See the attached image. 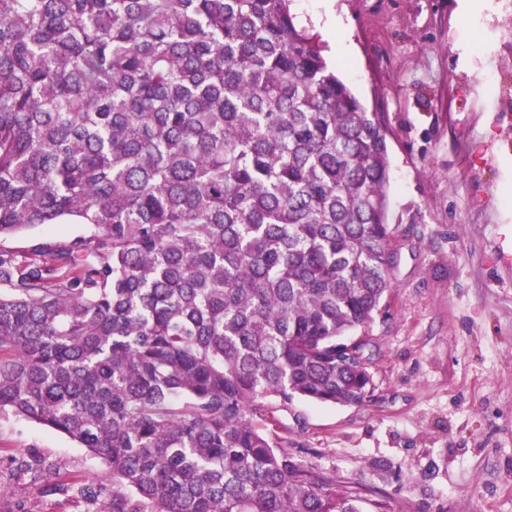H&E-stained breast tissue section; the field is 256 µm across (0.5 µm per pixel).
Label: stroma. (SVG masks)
<instances>
[{"instance_id": "obj_1", "label": "stroma", "mask_w": 512, "mask_h": 512, "mask_svg": "<svg viewBox=\"0 0 512 512\" xmlns=\"http://www.w3.org/2000/svg\"><path fill=\"white\" fill-rule=\"evenodd\" d=\"M329 63L383 114L393 286L364 333L372 395L273 403L296 460L365 482L395 512H512V0H291ZM54 224L7 240L33 255L86 234ZM38 471L18 468L22 457ZM66 436L0 418V512H87L74 492L111 482Z\"/></svg>"}]
</instances>
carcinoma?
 <instances>
[{
	"mask_svg": "<svg viewBox=\"0 0 512 512\" xmlns=\"http://www.w3.org/2000/svg\"><path fill=\"white\" fill-rule=\"evenodd\" d=\"M289 0H0V417L100 458L96 512H393L270 403L357 404L392 288L387 127ZM87 228L82 224H53L35 228L27 233L2 242L16 253L32 256L36 246L48 241H69L77 236L86 234Z\"/></svg>",
	"mask_w": 512,
	"mask_h": 512,
	"instance_id": "obj_1",
	"label": "carcinoma"
}]
</instances>
